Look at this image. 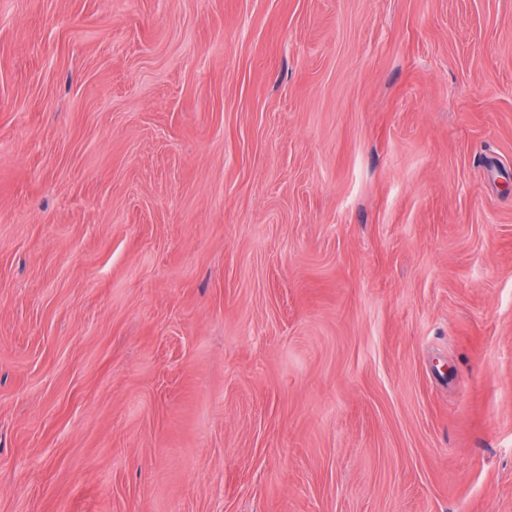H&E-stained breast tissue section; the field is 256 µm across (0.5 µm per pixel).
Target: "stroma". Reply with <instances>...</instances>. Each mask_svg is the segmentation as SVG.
Segmentation results:
<instances>
[{"label": "stroma", "mask_w": 512, "mask_h": 512, "mask_svg": "<svg viewBox=\"0 0 512 512\" xmlns=\"http://www.w3.org/2000/svg\"><path fill=\"white\" fill-rule=\"evenodd\" d=\"M0 512H512V0H0Z\"/></svg>", "instance_id": "1"}]
</instances>
